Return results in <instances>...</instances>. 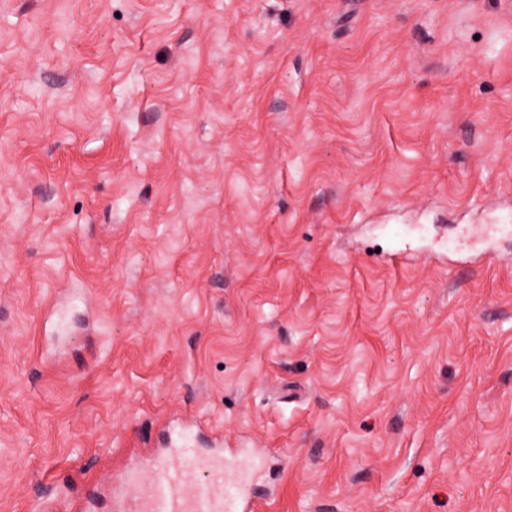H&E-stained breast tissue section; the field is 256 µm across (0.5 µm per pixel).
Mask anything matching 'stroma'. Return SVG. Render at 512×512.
<instances>
[{
  "label": "stroma",
  "mask_w": 512,
  "mask_h": 512,
  "mask_svg": "<svg viewBox=\"0 0 512 512\" xmlns=\"http://www.w3.org/2000/svg\"><path fill=\"white\" fill-rule=\"evenodd\" d=\"M165 423L260 512H512V0H0V512Z\"/></svg>",
  "instance_id": "obj_1"
}]
</instances>
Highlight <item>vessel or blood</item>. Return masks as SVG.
Instances as JSON below:
<instances>
[{
	"instance_id": "obj_1",
	"label": "vessel or blood",
	"mask_w": 512,
	"mask_h": 512,
	"mask_svg": "<svg viewBox=\"0 0 512 512\" xmlns=\"http://www.w3.org/2000/svg\"><path fill=\"white\" fill-rule=\"evenodd\" d=\"M236 460L223 452L201 455L183 436L166 437L152 452L150 480L142 497H116L114 512H256L249 488L225 491L237 474Z\"/></svg>"
}]
</instances>
